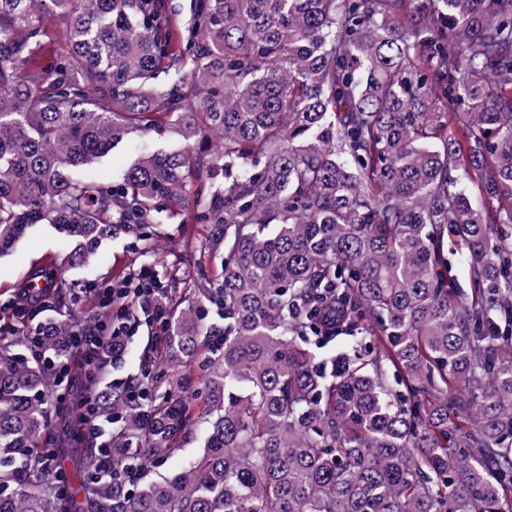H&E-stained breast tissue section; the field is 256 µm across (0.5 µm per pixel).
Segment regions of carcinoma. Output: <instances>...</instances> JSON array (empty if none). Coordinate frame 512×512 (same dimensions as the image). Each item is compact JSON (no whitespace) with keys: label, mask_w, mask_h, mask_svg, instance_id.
Here are the masks:
<instances>
[{"label":"carcinoma","mask_w":512,"mask_h":512,"mask_svg":"<svg viewBox=\"0 0 512 512\" xmlns=\"http://www.w3.org/2000/svg\"><path fill=\"white\" fill-rule=\"evenodd\" d=\"M146 131L181 143L82 175ZM190 204L220 272L167 271L137 374L59 394L97 306L0 336V512H512V0H0V256Z\"/></svg>","instance_id":"cac0c4a2"}]
</instances>
